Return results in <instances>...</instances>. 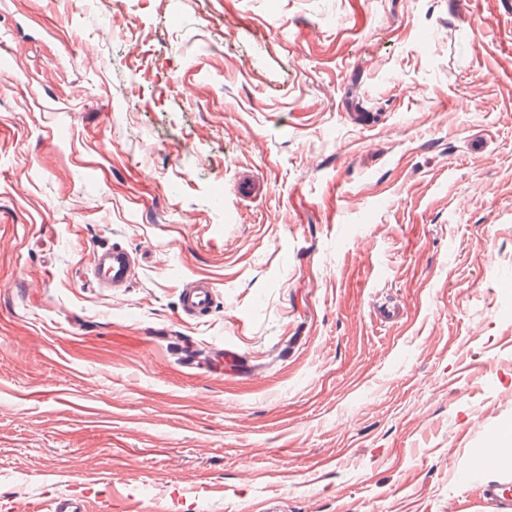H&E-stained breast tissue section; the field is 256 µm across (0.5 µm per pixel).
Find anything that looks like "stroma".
Here are the masks:
<instances>
[{
	"label": "stroma",
	"instance_id": "1",
	"mask_svg": "<svg viewBox=\"0 0 512 512\" xmlns=\"http://www.w3.org/2000/svg\"><path fill=\"white\" fill-rule=\"evenodd\" d=\"M510 423L512 0H0V512H487ZM94 262V276L108 288L126 283L134 258L120 246H104L94 252ZM214 294L215 287L211 279L198 278L190 281L180 292L181 312L189 318L208 315L212 308ZM88 500L84 492L72 491L69 494L53 497L46 509L48 512H87Z\"/></svg>",
	"mask_w": 512,
	"mask_h": 512
}]
</instances>
